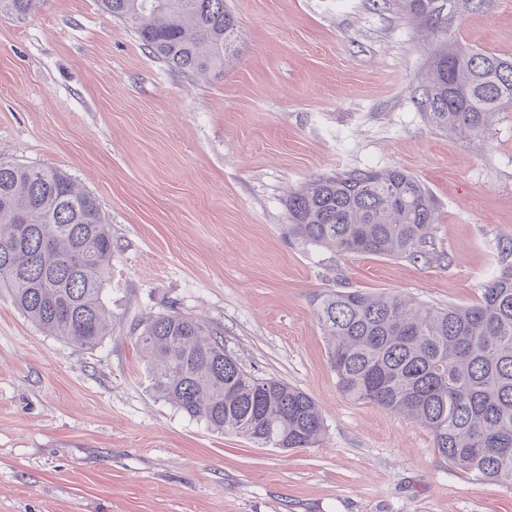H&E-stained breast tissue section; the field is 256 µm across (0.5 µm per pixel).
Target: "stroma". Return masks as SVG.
Masks as SVG:
<instances>
[{
	"mask_svg": "<svg viewBox=\"0 0 512 512\" xmlns=\"http://www.w3.org/2000/svg\"><path fill=\"white\" fill-rule=\"evenodd\" d=\"M455 3L431 28L402 0H226L236 47L209 78L171 70L97 0L0 18V157L66 171L112 226V321L95 349L43 333L0 291V512H512V487L345 398L313 315L340 288L469 306L500 266L512 110L478 142L416 100L446 42L512 58V0ZM365 169L430 191L432 259L290 234V192ZM172 309L312 396L318 445L261 447L160 398L135 327Z\"/></svg>",
	"mask_w": 512,
	"mask_h": 512,
	"instance_id": "stroma-1",
	"label": "stroma"
}]
</instances>
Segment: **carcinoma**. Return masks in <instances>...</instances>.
<instances>
[{"instance_id": "1", "label": "carcinoma", "mask_w": 512, "mask_h": 512, "mask_svg": "<svg viewBox=\"0 0 512 512\" xmlns=\"http://www.w3.org/2000/svg\"><path fill=\"white\" fill-rule=\"evenodd\" d=\"M170 68L206 76L224 68L237 21L224 0H98ZM445 0H403L426 25L448 19ZM40 0H0L24 19ZM434 123L474 139L512 107V59L439 48L419 102ZM291 232L339 255L429 260L436 208L401 171L316 178L288 196ZM472 306L434 308L404 296L330 291L313 314L349 400L372 403L426 429L449 464L512 486V240ZM112 233L97 198L65 171L0 158V289L42 332L94 349L106 336ZM221 329L180 312L146 319L137 342L154 389L217 431L273 448H310L324 433L307 393L244 369Z\"/></svg>"}]
</instances>
